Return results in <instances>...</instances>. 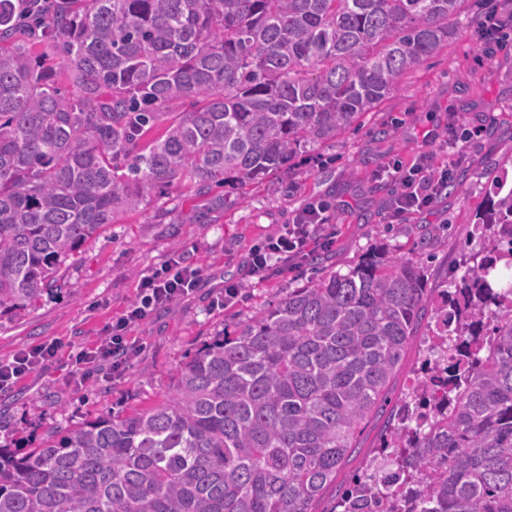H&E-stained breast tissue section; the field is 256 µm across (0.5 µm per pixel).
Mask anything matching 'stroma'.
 Instances as JSON below:
<instances>
[{
	"instance_id": "35a3bbf8",
	"label": "stroma",
	"mask_w": 512,
	"mask_h": 512,
	"mask_svg": "<svg viewBox=\"0 0 512 512\" xmlns=\"http://www.w3.org/2000/svg\"><path fill=\"white\" fill-rule=\"evenodd\" d=\"M448 139L458 140V150L446 149ZM423 153L448 166L460 187L441 197L432 213L387 223L386 208L399 186L380 179L379 171L396 161L411 164ZM494 176L512 183V42L486 54L476 26L469 25L354 128L299 155L294 170L227 193L185 187L150 193L138 211L65 261L58 288L22 313L0 314V361L44 342L61 345L57 361L0 389V442L21 454L51 431L155 404L179 368L224 329L321 273L347 271L375 246L422 258L429 287H446L463 275L464 251L481 245L475 227ZM313 201L330 208L336 238L329 258L261 283L245 281L250 246L282 233ZM175 251L203 270L194 294L132 329L143 349L124 375L103 365L89 380L73 378L70 351L93 347L101 328L134 299L138 278ZM236 282L243 285L236 303L213 308L225 285Z\"/></svg>"
}]
</instances>
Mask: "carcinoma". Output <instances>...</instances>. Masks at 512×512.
I'll return each mask as SVG.
<instances>
[{"instance_id":"obj_1","label":"carcinoma","mask_w":512,"mask_h":512,"mask_svg":"<svg viewBox=\"0 0 512 512\" xmlns=\"http://www.w3.org/2000/svg\"><path fill=\"white\" fill-rule=\"evenodd\" d=\"M465 2L0 0V310L150 191L244 188L339 137L448 46ZM492 187L494 236L451 287L375 247L215 338L157 404L0 448V512H313L428 314L330 512H512V188ZM428 334V328L424 324L417 333V336H414V339L412 341V344L408 348L406 352V356L404 359V364L395 378L392 387H391V394L390 397L392 399V403L386 407V412L377 416L371 417V419L368 420L362 427V431L360 435L358 436V443L360 452L358 454H354L352 457L349 458L347 461L344 469L339 474L337 480H336V488L333 485L330 487L324 497L316 501L313 506L312 510L315 512H323L328 511V509L331 506L332 499L336 495V491L338 488V483L342 481V479L345 478V476L350 474L352 471L356 470L362 463V460L364 456L370 452H373L375 448L378 447L380 444V439L382 436V432L384 429L385 421L387 418V414L389 412V409L393 405L395 399L400 394V392L404 389L405 385L409 383V379L413 377V368H415L417 365H419L420 358L423 354V348L424 345L422 343L423 338Z\"/></svg>"}]
</instances>
